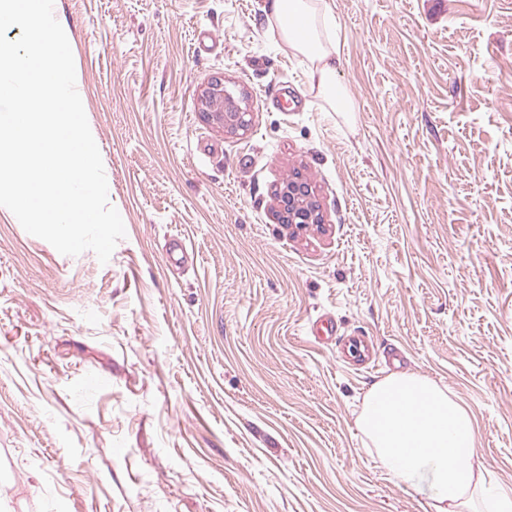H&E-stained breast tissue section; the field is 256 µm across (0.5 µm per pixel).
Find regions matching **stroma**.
Listing matches in <instances>:
<instances>
[{
	"label": "stroma",
	"instance_id": "stroma-1",
	"mask_svg": "<svg viewBox=\"0 0 512 512\" xmlns=\"http://www.w3.org/2000/svg\"><path fill=\"white\" fill-rule=\"evenodd\" d=\"M265 3L54 0L126 234L65 256L0 206V512H424L356 426L395 371L512 489V0H323L351 118ZM217 79L247 130L204 118ZM295 172L322 225L277 222Z\"/></svg>",
	"mask_w": 512,
	"mask_h": 512
}]
</instances>
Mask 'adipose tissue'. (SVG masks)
Here are the masks:
<instances>
[{
    "instance_id": "obj_1",
    "label": "adipose tissue",
    "mask_w": 512,
    "mask_h": 512,
    "mask_svg": "<svg viewBox=\"0 0 512 512\" xmlns=\"http://www.w3.org/2000/svg\"><path fill=\"white\" fill-rule=\"evenodd\" d=\"M269 25L308 64L310 83L329 111L353 104L338 80L335 20L320 0H266ZM358 427L370 454L392 481L407 488L427 481L430 512H479L484 469L470 411L447 388L416 374L392 375L366 393Z\"/></svg>"
}]
</instances>
